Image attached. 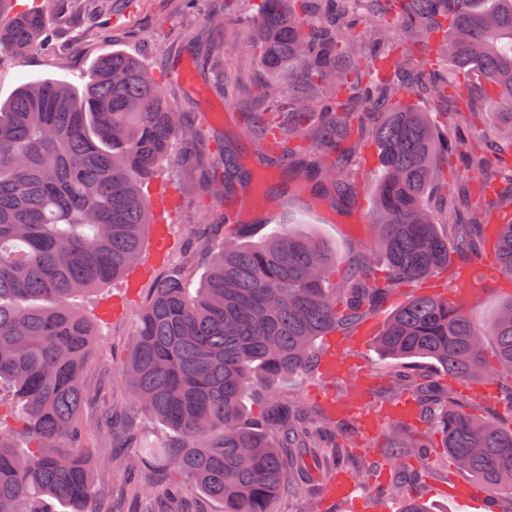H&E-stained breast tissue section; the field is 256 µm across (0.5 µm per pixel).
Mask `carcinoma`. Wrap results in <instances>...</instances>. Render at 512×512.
I'll list each match as a JSON object with an SVG mask.
<instances>
[{
	"mask_svg": "<svg viewBox=\"0 0 512 512\" xmlns=\"http://www.w3.org/2000/svg\"><path fill=\"white\" fill-rule=\"evenodd\" d=\"M252 53L277 77L259 87L288 111L251 112L264 135L268 165L291 166L334 203L358 196L355 157L367 142L384 177L375 188L374 238L364 262L331 283L336 253L320 239L290 231L261 244L227 212L212 213L223 240L207 245L212 261L198 284L181 271L159 281L132 335L121 378L134 398L172 433L148 457L224 503V512H270L285 489V459L245 420L255 373L263 398L286 433L302 407L278 382L312 363L318 338L364 321L394 289L448 269L449 254L474 255V223L432 193L448 187L450 159L467 158L474 190L494 203L512 190V0H257ZM55 8L0 0V59L40 49ZM377 16L366 36L362 14ZM448 58L454 72L439 60ZM429 100L456 123L475 125L493 104L502 121L486 137L438 133L407 101ZM204 146L206 176L222 200L250 190L233 180L235 162L213 152L197 127L166 99L159 78L137 58L113 50L95 61L81 85L66 78L21 84L0 102V381H10L31 434L20 455L0 437V512H41L39 497L86 512L94 492L78 414L80 370L94 328L72 298L123 275L137 260L149 224L144 181L173 156L176 140ZM448 224L443 235L437 225ZM499 270L512 276V220L497 246ZM495 339V361L484 358ZM378 352L405 369L390 375L393 394L432 397L448 457L512 505V426L468 408L463 394L433 396L407 369L431 359L466 383L477 376L512 381V295L488 329L468 306L431 294L413 296L375 338ZM388 458L401 473L404 449L421 441L395 426ZM405 498L402 512H430L397 478L380 487Z\"/></svg>",
	"mask_w": 512,
	"mask_h": 512,
	"instance_id": "1",
	"label": "carcinoma"
}]
</instances>
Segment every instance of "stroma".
Segmentation results:
<instances>
[{"instance_id": "obj_1", "label": "stroma", "mask_w": 512, "mask_h": 512, "mask_svg": "<svg viewBox=\"0 0 512 512\" xmlns=\"http://www.w3.org/2000/svg\"><path fill=\"white\" fill-rule=\"evenodd\" d=\"M253 8L254 0H59L44 48L0 60V100L7 99L25 78L65 76L81 82L92 62L112 50L139 57L162 77L163 91L177 111L190 113L204 136L233 147L239 167L261 182V189L250 190L247 200L237 201L235 208L239 223L251 229L250 242L263 241L285 229L316 236L340 257L333 274L338 280L355 266L363 245L372 238V197L381 171L376 165L363 168L359 202L343 210L314 196L306 182L287 181L282 168L260 163L256 137L239 122L242 109L258 107L253 91L268 79L247 44L246 22ZM215 17L221 18L222 27L214 31L212 41L201 40L205 23ZM186 64L192 66L196 84L182 80L180 71ZM199 84L207 87V97L197 94ZM193 160L189 153L162 165L144 184L150 222L138 261L125 275L75 299L98 330L82 374L86 390L79 416L83 442L94 484L110 491L108 497L90 499L88 512H166L168 508L164 500L143 497L137 479L148 471L158 485L171 482L163 466L144 454L145 449L168 438L169 432L145 413L120 376L138 316L156 282L188 251L194 254L192 277L202 278L210 262L202 244L220 237L216 226L200 221L216 203L186 172V165ZM163 235L168 238L164 247L159 244ZM337 351L370 377L374 406L391 401L386 376L396 366L380 356L374 340L355 345L344 336ZM347 388L345 381L323 380L314 366L279 382L285 398L306 405L308 425L313 429L328 415L319 393L342 394ZM339 426L351 444L349 472L366 465L371 469V482L385 481L390 469L387 450L393 437L390 425L382 424L369 436L350 422L340 421ZM409 427L427 444L425 455L409 451L406 463L417 473L418 490L433 512H481L477 501L449 498V489L458 484L469 485L480 494L485 488L452 465L431 422L422 417ZM0 434L18 451H27L30 445L21 407L5 383L0 384ZM287 455L298 462L292 480L298 497L307 498L309 512H346L344 507L330 508L324 502L325 483L336 472L335 440L327 438L311 448H291ZM298 497L281 495L273 502L272 512H295Z\"/></svg>"}]
</instances>
